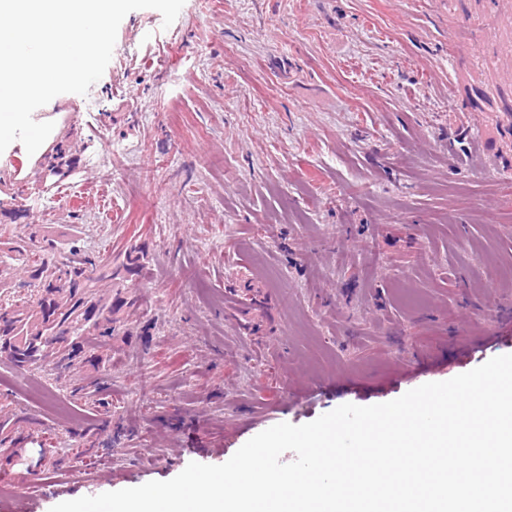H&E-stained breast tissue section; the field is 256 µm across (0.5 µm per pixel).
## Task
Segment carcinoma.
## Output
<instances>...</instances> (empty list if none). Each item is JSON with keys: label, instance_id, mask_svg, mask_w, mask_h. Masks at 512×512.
Instances as JSON below:
<instances>
[{"label": "carcinoma", "instance_id": "cac0c4a2", "mask_svg": "<svg viewBox=\"0 0 512 512\" xmlns=\"http://www.w3.org/2000/svg\"><path fill=\"white\" fill-rule=\"evenodd\" d=\"M28 269L29 278L43 292L34 304L0 302V355L13 369H38L50 356L56 368L67 369L85 351L93 352L112 336V302L97 294L87 269L95 265L79 248L63 261H32L10 239L0 238V259ZM145 253L133 249L110 269L109 277L136 273Z\"/></svg>", "mask_w": 512, "mask_h": 512}]
</instances>
